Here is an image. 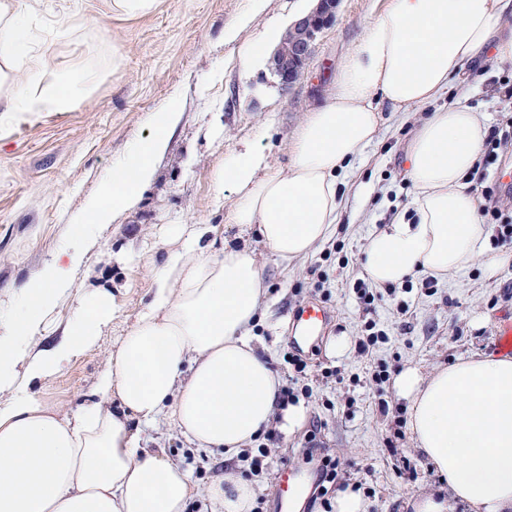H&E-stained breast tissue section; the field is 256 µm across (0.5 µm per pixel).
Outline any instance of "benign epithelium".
<instances>
[{
    "instance_id": "obj_1",
    "label": "benign epithelium",
    "mask_w": 512,
    "mask_h": 512,
    "mask_svg": "<svg viewBox=\"0 0 512 512\" xmlns=\"http://www.w3.org/2000/svg\"><path fill=\"white\" fill-rule=\"evenodd\" d=\"M340 0H318L317 6L298 18L288 29L282 43L269 58V69L285 88L292 87L303 75L318 34L336 21Z\"/></svg>"
}]
</instances>
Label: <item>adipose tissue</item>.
I'll return each mask as SVG.
<instances>
[{"mask_svg":"<svg viewBox=\"0 0 512 512\" xmlns=\"http://www.w3.org/2000/svg\"><path fill=\"white\" fill-rule=\"evenodd\" d=\"M42 0H0V76L20 72L0 112L64 110L88 92V72L49 76L32 48ZM512 61V0H390L341 62L332 89L297 127L288 164L270 166L262 149L226 156L217 193L231 191L229 219L253 231L283 266L328 239L341 203L338 178L375 140L380 104L430 112L407 149L413 219L374 228L363 248L373 285L419 272L457 274L482 264L494 278L512 256L489 248V228L465 179L474 170L486 119L464 100L439 98L487 58ZM179 112L152 113L101 194L81 217L107 223L132 207L155 176ZM164 261L151 269V299L113 345L80 410H62L34 388L94 347L112 321L108 298L76 297L61 339L34 334L82 262L64 250L25 285L0 332V512H186L205 497L215 512H250L252 482L229 472L199 488L164 449L144 447L137 423L166 418L200 450L236 457L270 428L292 433L303 408L279 409L280 380L252 335L265 294L256 254L218 246L210 224L168 232ZM408 403L415 448L448 485L410 497L412 512H512V356L476 354L432 372L403 369L393 380Z\"/></svg>","mask_w":512,"mask_h":512,"instance_id":"obj_1","label":"adipose tissue"}]
</instances>
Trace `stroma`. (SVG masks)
Wrapping results in <instances>:
<instances>
[{
  "label": "stroma",
  "instance_id": "stroma-1",
  "mask_svg": "<svg viewBox=\"0 0 512 512\" xmlns=\"http://www.w3.org/2000/svg\"><path fill=\"white\" fill-rule=\"evenodd\" d=\"M70 2L45 0L36 37L49 74H95L88 99L64 111L16 112L0 120L1 323L23 287L73 243L87 201L100 192L129 144L143 136L149 113L171 100L180 112L154 180L135 206L110 223L92 225L70 288L36 334L40 343L58 337L74 315L77 292L96 288L111 294L112 321L97 345L39 386L43 399L74 411L90 401L109 349L148 302L150 267L165 256L170 225L212 224L225 244L258 248L254 234L231 224L218 202L215 170L225 154L248 144L263 149L271 165H285L305 113L325 98L342 59L386 0H341L335 24L318 35L304 76L287 92L267 64L243 71L241 50L272 27H288L314 0H265L264 10L233 41L225 39L224 29L248 10L249 0H158L150 13L133 18L113 12L112 0H91V10L73 15L68 36L56 38L55 16ZM506 70L512 63L487 59L483 80L468 94L469 106L493 125L512 107L496 82ZM380 111L377 141L361 150L341 180L344 214L330 238L286 269L269 253L261 255L268 289L253 333L280 377L288 375L283 353L293 311L315 300L332 314L309 355L305 420L272 448L266 469L249 475L265 512L274 508L283 464L302 463L311 430L342 463L338 484L363 482L370 488L367 512H406L410 496L433 490L439 479L407 431L406 401L391 385L379 390L370 384L371 369L385 362L428 372L475 352L493 355L504 323L512 322V263L491 280L475 266L438 279L432 288L423 287L417 275L377 309L393 332L388 344L367 356L352 347L333 353L336 338L354 341L361 334L363 313L351 287L364 276L362 251L370 231L395 214L413 212L405 153L428 109L411 108L405 123L388 106ZM315 266L328 274L320 290L309 276ZM400 301L408 303L407 314L397 312ZM329 367L340 369L341 381L323 379ZM383 400L391 407L386 415L378 409ZM142 437L146 447L166 449L201 486L227 468L242 467L225 461L222 452L190 447L164 423L143 427Z\"/></svg>",
  "mask_w": 512,
  "mask_h": 512
}]
</instances>
